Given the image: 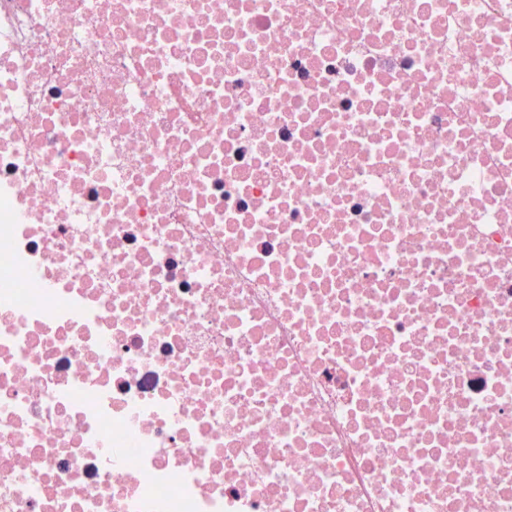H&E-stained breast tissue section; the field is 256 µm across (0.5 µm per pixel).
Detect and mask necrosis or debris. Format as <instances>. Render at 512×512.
I'll use <instances>...</instances> for the list:
<instances>
[{
	"instance_id": "obj_1",
	"label": "necrosis or debris",
	"mask_w": 512,
	"mask_h": 512,
	"mask_svg": "<svg viewBox=\"0 0 512 512\" xmlns=\"http://www.w3.org/2000/svg\"><path fill=\"white\" fill-rule=\"evenodd\" d=\"M0 512H512V0H0Z\"/></svg>"
}]
</instances>
